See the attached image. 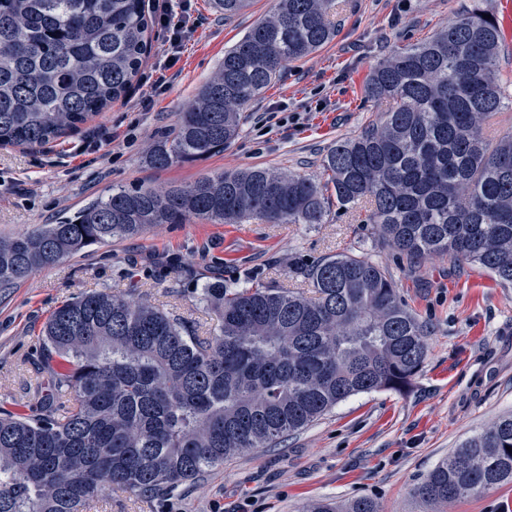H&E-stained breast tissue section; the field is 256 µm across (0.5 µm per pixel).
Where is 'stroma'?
<instances>
[{
	"label": "stroma",
	"instance_id": "35a3bbf8",
	"mask_svg": "<svg viewBox=\"0 0 512 512\" xmlns=\"http://www.w3.org/2000/svg\"><path fill=\"white\" fill-rule=\"evenodd\" d=\"M335 39L290 63L243 112L239 135L223 153L166 170L145 163L154 138L172 128L232 46L267 15L274 0H252L227 21L213 0H191L202 21L175 66L173 86L153 94L152 65L132 91L152 95L148 111L115 102L77 131L34 151L0 149V237L9 238L106 195L116 185L165 186L221 171L278 168L307 177L336 141L374 118L363 100L368 74L393 51L426 40L461 9L497 0H342ZM277 108L286 124L271 127ZM121 128L127 138L88 144L90 132ZM349 252L377 262L402 303L428 328V355L404 392L360 393L275 448L230 458L204 480L165 500L114 493L94 512H302L312 500L374 499L380 512H427L413 487L467 437L512 413V288L475 264L434 255L413 261L387 246L375 225L331 211L325 223L161 224L92 245L39 269L0 295V406L33 402L44 377L42 328L62 302L92 289L134 294L207 330L212 314L195 297L205 279L241 286L246 271L275 285L301 286L302 265ZM445 512H512V484L448 504Z\"/></svg>",
	"mask_w": 512,
	"mask_h": 512
}]
</instances>
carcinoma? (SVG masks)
I'll return each mask as SVG.
<instances>
[{"instance_id": "cac0c4a2", "label": "carcinoma", "mask_w": 512, "mask_h": 512, "mask_svg": "<svg viewBox=\"0 0 512 512\" xmlns=\"http://www.w3.org/2000/svg\"><path fill=\"white\" fill-rule=\"evenodd\" d=\"M145 0H0V148H40L126 94L148 51ZM250 0H216L232 20ZM338 0H277L231 48L146 162L166 169L224 151L287 63L331 42ZM467 8L377 65L364 98L381 118L328 149L314 179L266 168L194 182L116 186L55 224L0 238V291L93 244L157 224H323L363 210L410 258L466 261L512 286V134L492 149L501 32ZM308 290L248 271L205 283L217 327L199 335L148 301L91 290L41 336L47 387L30 413L0 409V512H90L113 488L167 497L254 448H271L359 393L408 386L428 352L389 273L337 254L301 269ZM59 358L65 371L50 369ZM512 414L468 438L413 488L435 508L512 483ZM305 512H379L369 497Z\"/></svg>"}]
</instances>
